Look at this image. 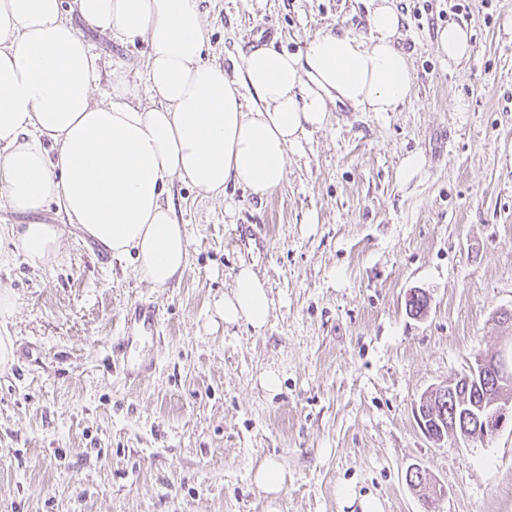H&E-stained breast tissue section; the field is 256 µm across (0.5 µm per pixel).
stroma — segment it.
<instances>
[{
  "instance_id": "stroma-1",
  "label": "stroma",
  "mask_w": 512,
  "mask_h": 512,
  "mask_svg": "<svg viewBox=\"0 0 512 512\" xmlns=\"http://www.w3.org/2000/svg\"><path fill=\"white\" fill-rule=\"evenodd\" d=\"M397 47L415 82L395 112L348 103L289 153L282 188L261 198L175 182L190 233L180 284L154 288L56 206L50 265L16 254L0 207V318L15 358L0 370V512H268L253 472L279 464L277 512H512V423L466 445L437 443L417 421L424 393L467 372L512 336V0H393ZM368 0H202L208 58L234 73L254 31L296 53L316 35L368 32ZM470 32L468 58L439 56L436 32ZM98 55L94 99L111 72L145 93V41L86 24ZM421 155L410 182L403 160ZM269 288L268 324L224 323L218 303L240 266ZM426 311L410 313V293ZM152 301L161 331L130 354L113 347L128 308ZM275 372L277 392L262 377ZM419 466L445 491L426 502L406 482Z\"/></svg>"
}]
</instances>
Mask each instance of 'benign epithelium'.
I'll list each match as a JSON object with an SVG mask.
<instances>
[{
  "label": "benign epithelium",
  "instance_id": "1",
  "mask_svg": "<svg viewBox=\"0 0 512 512\" xmlns=\"http://www.w3.org/2000/svg\"><path fill=\"white\" fill-rule=\"evenodd\" d=\"M481 375L488 379V392L481 402L473 404L477 410L476 419L482 423V434L494 436L499 433L512 420V343L503 345L497 352L483 355L474 362L470 373L448 381L447 384L433 390V395L452 401L462 399L460 389L463 384L471 382L472 377ZM426 434L437 443L451 436L456 441L467 442L471 436L458 430L456 420L444 419L437 429H428ZM408 483L421 484L424 494L436 496L441 490L433 484L429 477L417 467L407 470Z\"/></svg>",
  "mask_w": 512,
  "mask_h": 512
}]
</instances>
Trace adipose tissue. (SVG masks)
I'll return each mask as SVG.
<instances>
[{
	"instance_id": "obj_1",
	"label": "adipose tissue",
	"mask_w": 512,
	"mask_h": 512,
	"mask_svg": "<svg viewBox=\"0 0 512 512\" xmlns=\"http://www.w3.org/2000/svg\"><path fill=\"white\" fill-rule=\"evenodd\" d=\"M200 2L75 0L101 34L149 45L156 103L145 109L121 71L111 102H93L95 58L63 0H0V198L28 218L9 233L29 265L45 267L58 252L59 226L41 219L54 204L113 256L135 255L152 287L172 286L189 255L173 180L214 195L230 184L271 195L289 151L326 126L330 104L394 112L412 92L390 0H370L368 35L326 32L295 54L260 48L234 77L204 58ZM271 307L264 281L241 266L225 323L263 329Z\"/></svg>"
}]
</instances>
